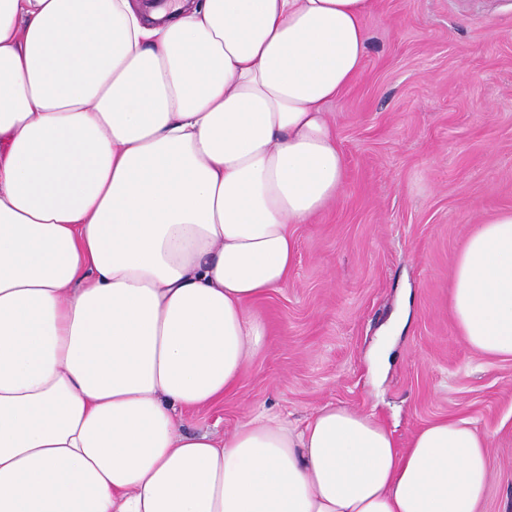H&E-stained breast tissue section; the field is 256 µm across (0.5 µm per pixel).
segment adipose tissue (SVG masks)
I'll list each match as a JSON object with an SVG mask.
<instances>
[{"label": "adipose tissue", "mask_w": 512, "mask_h": 512, "mask_svg": "<svg viewBox=\"0 0 512 512\" xmlns=\"http://www.w3.org/2000/svg\"><path fill=\"white\" fill-rule=\"evenodd\" d=\"M375 0H0V512H484L489 431L184 413L263 349L294 227L345 183L328 106ZM474 352L512 360V209L456 255Z\"/></svg>", "instance_id": "obj_1"}]
</instances>
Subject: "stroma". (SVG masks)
Returning <instances> with one entry per match:
<instances>
[{
	"label": "stroma",
	"mask_w": 512,
	"mask_h": 512,
	"mask_svg": "<svg viewBox=\"0 0 512 512\" xmlns=\"http://www.w3.org/2000/svg\"><path fill=\"white\" fill-rule=\"evenodd\" d=\"M365 27L363 74L328 115L346 181L296 225L285 288L254 304L267 342L239 390L183 425L227 435L262 410L301 422L332 403L404 444L469 418L493 433L485 512H512V361L468 349L449 305L467 235L512 209V0H376ZM407 290L408 324L376 376L370 352Z\"/></svg>",
	"instance_id": "stroma-1"
}]
</instances>
